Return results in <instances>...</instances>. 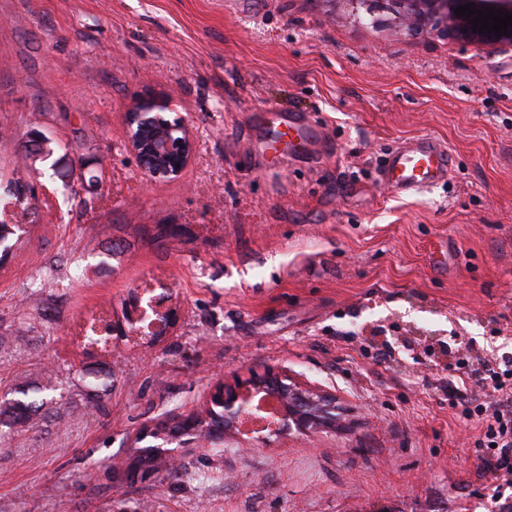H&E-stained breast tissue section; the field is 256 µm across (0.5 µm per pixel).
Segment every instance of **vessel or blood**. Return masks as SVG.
Masks as SVG:
<instances>
[{
    "label": "vessel or blood",
    "instance_id": "vessel-or-blood-1",
    "mask_svg": "<svg viewBox=\"0 0 512 512\" xmlns=\"http://www.w3.org/2000/svg\"><path fill=\"white\" fill-rule=\"evenodd\" d=\"M252 123L262 133L260 149L269 165L311 151L321 142L322 128L309 118L266 108L254 115ZM452 158L448 148L432 137H418L401 143L388 155L377 172L378 181L404 195L430 189L448 177Z\"/></svg>",
    "mask_w": 512,
    "mask_h": 512
}]
</instances>
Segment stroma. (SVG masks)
<instances>
[{"label": "stroma", "mask_w": 512, "mask_h": 512, "mask_svg": "<svg viewBox=\"0 0 512 512\" xmlns=\"http://www.w3.org/2000/svg\"><path fill=\"white\" fill-rule=\"evenodd\" d=\"M150 94L195 140L174 180L126 147ZM266 107L323 143L265 165ZM34 129L68 158L31 162ZM423 135L450 179L397 196L376 170ZM0 221L28 228L0 265V396L55 399L36 431L0 429V512H512L459 366L512 361V49L409 35L387 0H0ZM159 282L180 313L161 341L78 347ZM268 367L334 396L341 425L238 429L183 453L174 484L125 483L141 428ZM101 372L103 413L85 392Z\"/></svg>", "instance_id": "stroma-1"}]
</instances>
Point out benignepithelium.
I'll return each mask as SVG.
<instances>
[{"label": "benign epithelium", "mask_w": 512, "mask_h": 512, "mask_svg": "<svg viewBox=\"0 0 512 512\" xmlns=\"http://www.w3.org/2000/svg\"><path fill=\"white\" fill-rule=\"evenodd\" d=\"M391 10L400 21V27L416 36L437 33L455 42H463L476 50H496L512 46V34L501 37L472 29L469 18L456 15L458 6L473 3L475 9L484 7L512 13V0H389ZM169 100L164 97L146 96L128 113L126 144L137 166L152 180H173L191 162L195 153V140L188 121L182 116L171 117ZM162 300H151L148 309H138V298L131 300V308L139 311L138 320L156 316L150 327H158L153 335L160 336L176 324L178 312L174 308L159 310ZM264 394L278 398L282 411L272 431L314 432L336 427V401L333 397L309 390L290 380L280 370L270 368L233 384L220 382L209 396V406L219 407L224 416L221 432L236 426L243 418L262 417L257 407L250 406V398ZM198 415L189 414L177 419L181 435L186 437L177 447L166 451L167 464L174 465L187 448H198L211 441L207 430L197 422Z\"/></svg>", "instance_id": "7a95c632"}]
</instances>
